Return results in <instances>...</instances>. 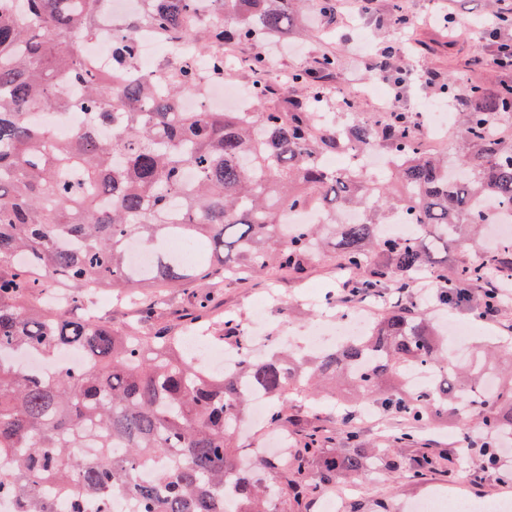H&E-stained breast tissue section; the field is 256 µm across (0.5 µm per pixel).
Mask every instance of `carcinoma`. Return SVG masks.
Instances as JSON below:
<instances>
[{"label": "carcinoma", "mask_w": 512, "mask_h": 512, "mask_svg": "<svg viewBox=\"0 0 512 512\" xmlns=\"http://www.w3.org/2000/svg\"><path fill=\"white\" fill-rule=\"evenodd\" d=\"M140 2L112 38L111 74L102 78L80 45L101 35L106 0H0V457L11 460L0 496L15 512H86L93 493L99 512H109L111 495L136 500L139 512H284L369 462L404 469L392 449L366 447L354 429L349 448L313 474L309 461L324 450L318 429L294 449L291 470L278 457L242 465L235 436L249 388L268 395L271 425L289 422L290 394L338 381L412 424L451 417L466 428L475 419L489 438L512 436V353L505 371L448 364L444 334L417 303L392 306L360 341L301 358L282 349L253 356L242 323L226 317L222 339L241 353L233 376L210 371L179 336L121 334L78 313L91 288H209L273 268L303 280L327 259L360 295L431 271L446 306L466 300L463 289L489 267L512 277V242L486 249L481 238L497 223L496 207L512 208V146L486 135L512 117V84L490 96L456 86L479 109L464 113L453 161L423 149L406 113L357 118L344 142L336 127H318L314 108L337 65L330 54L291 75L305 98L274 100L256 57V111L177 112L178 100L224 76L225 38L254 44L286 33L303 0H208L213 15L196 23L200 0ZM227 10L226 30L214 20ZM144 27L191 42L206 67L168 59L163 88L145 73L130 77ZM70 84L83 95L66 96ZM51 110L91 121L61 139ZM372 144L400 159L392 181L324 164ZM309 207L325 221L287 230L285 214ZM351 210L359 223L340 220ZM403 213L415 234L380 232ZM458 240L479 257L450 267L448 242ZM133 242L149 265L131 263ZM64 347L83 349L87 363L60 362L44 377L11 359L51 361ZM418 362L438 369L422 390L406 383ZM146 468L154 480L141 478Z\"/></svg>", "instance_id": "1"}]
</instances>
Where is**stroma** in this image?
Here are the masks:
<instances>
[{
	"instance_id": "obj_1",
	"label": "stroma",
	"mask_w": 512,
	"mask_h": 512,
	"mask_svg": "<svg viewBox=\"0 0 512 512\" xmlns=\"http://www.w3.org/2000/svg\"><path fill=\"white\" fill-rule=\"evenodd\" d=\"M405 11L418 18H429L430 26L400 31L388 9L376 13L353 11L348 18L325 17L319 12L318 0H310L308 12L301 19V26L309 31L307 38H298L295 31L270 42V68L277 73L292 72L310 67L322 52H334L338 69L330 80L335 90L329 95L325 107L332 112L338 126L349 125L359 118L374 122L381 118L380 104L369 89L370 72L361 64L364 54L375 52L383 46L405 42L414 52L413 68H429L440 72L437 85L424 89L408 84L399 102L400 110L417 111L421 101L447 102L449 78L463 84L481 85L488 93H495L501 83L512 82V75L497 72L480 63L479 54L490 53L495 41L512 39V29L498 32L495 38L484 37V21L504 6L503 0H403ZM451 15V22H444V15ZM342 277L337 274L333 261H324L312 278L296 282L288 276L263 275L250 279L246 284L233 288H179L160 293L142 292L135 300L118 299L111 292L102 291L95 297L98 311L116 325L136 323L150 331L167 330L178 334L186 328L190 313L200 298H208L213 314L251 317L255 303L267 299L268 309L264 333L272 342L287 340L289 348L302 351L304 332L324 311L319 300L326 291H340ZM479 295L462 304L449 307L446 318L477 326L478 331L469 339L468 349L478 352L485 345L496 346L512 340V301L506 303L497 321L486 322L476 317ZM292 411L300 424L321 423L328 430L327 453H335L347 446V430L360 431L366 442L381 439L394 441L409 428L401 417L378 411L369 412L365 407L339 400L324 402L308 395L292 396ZM418 448L396 444L395 453L405 465L415 464L419 448L450 451L459 448L464 438L479 439L478 429L461 430L452 422L427 421L414 428ZM480 469L473 461H466L453 468H440L422 479L401 478L381 471L363 470L354 476L337 479L323 486L301 505V512H323L324 498L335 494L344 486L366 484L365 493L355 499L359 512H399L402 501L414 500L434 490H447L459 482H466L469 491L475 492L485 503L512 500V454L501 455L496 474L480 478Z\"/></svg>"
}]
</instances>
